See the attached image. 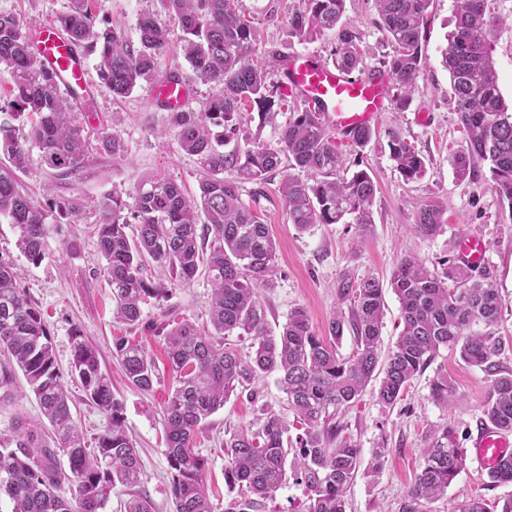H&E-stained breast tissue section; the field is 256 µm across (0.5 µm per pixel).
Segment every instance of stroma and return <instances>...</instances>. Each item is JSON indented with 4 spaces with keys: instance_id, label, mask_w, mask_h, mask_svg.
<instances>
[{
    "instance_id": "35a3bbf8",
    "label": "stroma",
    "mask_w": 512,
    "mask_h": 512,
    "mask_svg": "<svg viewBox=\"0 0 512 512\" xmlns=\"http://www.w3.org/2000/svg\"><path fill=\"white\" fill-rule=\"evenodd\" d=\"M110 26L127 40L137 41V22L142 13L166 19L162 0H97ZM240 10L254 22L258 32V54L268 81L284 85L286 78L279 56L298 50L330 59L336 35L329 32L305 43L289 41L288 16L302 8L303 0H238ZM70 0H0V12L20 14L27 28L42 21H54L66 12ZM492 7L503 22L490 35L498 86L505 102H512V0H494ZM454 0H432L429 23L422 38L426 66L406 106L391 104L375 122L371 141L362 147L343 136L335 142L347 169L366 170L377 184L374 222L367 235L353 224H316L299 230L289 224L279 194V175L264 183L246 182L240 194L256 206L277 244L278 274L274 287L260 291L272 333H279L291 310L304 308L314 331L323 334L336 309L339 288L374 277L384 283L385 317L381 351L389 353L396 342L400 307L387 283L397 262L412 255L428 268L442 270L457 260V242L466 234L479 235L487 247V264L502 299V316L494 333L503 346L496 357L500 366L512 370V209L491 189L492 175L486 163H477L470 177L461 179L450 158L464 143L462 127L450 96V76L441 60L452 30ZM343 23L358 37L365 70L379 68L391 47L381 28L374 0H346ZM182 32L171 26L172 48L159 54L157 75L178 74L190 89V109H200L211 95L210 85L196 78L182 54L175 51ZM143 81L130 95L113 98L98 79L88 90L92 111L78 113L84 128L87 150L82 169L64 175L48 168L42 151L28 143L26 167L16 177L25 192L38 201L63 198L78 206L81 220L59 222L48 239L49 256L41 264L30 263L23 255L19 235L7 221H0V260L13 268L16 280L41 312L51 335L57 365L68 376L72 362L73 329L98 351L100 367L112 381V392L122 404L124 424L135 442L142 461L140 493L151 500L153 512H173L171 475L165 455L162 424L163 405L176 382L164 354L162 328L182 318L197 325L207 324L211 285L198 276L187 287L169 283L168 271L148 262L144 274L153 283H162L166 292L148 299L142 307L139 325L114 321L112 295L96 248L95 226L98 202L112 194L128 197L143 178H168L187 195L198 193L200 171L193 157L184 154L174 135L168 134V113L149 93ZM115 134L122 151L114 155L101 147L103 133ZM412 144L424 158L426 172L421 179L404 180L389 157L392 137ZM438 199L445 203L440 233L417 235L412 225L415 207ZM145 345L156 366L157 380L152 391L131 386L120 362L113 355L116 339ZM447 378L454 389L455 402L444 407L431 397L436 378ZM491 385L481 369L465 364L458 349L441 348L439 354L409 384L395 406L379 402L374 389H366L360 400L340 417L346 432L362 450L363 462H370L377 450H384L378 475L359 471L347 493V512H399L416 471L420 450L427 435L440 426L452 427L459 447L470 448L484 419L483 404ZM75 421L86 442L102 431L105 418L89 401L80 384H67ZM12 399L0 404V432L11 429L15 416L36 420L40 407L24 376H17L10 389ZM286 396L275 376L256 383L254 392H237L197 430L194 448L206 461V481L214 512H226L236 493L224 483L225 436L253 423L263 411L281 410ZM471 495L483 496L489 505L502 504L512 497V484L490 485L486 469L473 459L465 464L439 500L428 504V512H447L449 503Z\"/></svg>"
}]
</instances>
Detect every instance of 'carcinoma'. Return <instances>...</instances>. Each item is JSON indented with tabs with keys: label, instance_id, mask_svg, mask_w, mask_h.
<instances>
[{
	"label": "carcinoma",
	"instance_id": "cac0c4a2",
	"mask_svg": "<svg viewBox=\"0 0 512 512\" xmlns=\"http://www.w3.org/2000/svg\"><path fill=\"white\" fill-rule=\"evenodd\" d=\"M89 2L70 0L58 23L73 45L95 54L100 83L113 96L123 97L154 76L158 54L169 48L167 26L153 14H142L139 41L133 44L115 29L97 25ZM345 2L305 0V9L288 20V39L304 43L336 29ZM431 2L375 0L391 46L384 66L399 90L400 106L409 102L425 66L421 39ZM489 2L455 0L442 65L450 76L464 144L450 162L461 178L474 172L476 162L488 163L491 189L512 212V106L506 105L498 86L489 36L502 19ZM164 5L183 32L177 49L196 77L213 88L200 111L179 110L169 117L180 148L199 164V199L186 197L165 178L139 182L129 203L117 193L108 196L98 204L96 246L104 260L113 316L127 325L139 324L141 305L164 293L143 276L146 261L167 265L171 279L183 286L192 283L202 266L210 278L211 329L183 320L165 335L177 383L163 408L175 512H214L204 479L206 461L193 448L196 430L238 388L271 374L278 375L303 433L290 438L288 416L269 411L258 428L245 426L224 439V483L237 490L231 512H260L289 477L305 488V512H346L345 494L359 471L361 449L342 435L339 415L359 401L377 375V398L388 406L396 404L442 347L458 348L467 364L492 377L485 421L512 432V372L493 361L501 340L490 332L501 318L502 304L486 272L450 265L438 273L413 257L401 259L390 285L400 304L402 330L382 365L385 303L382 285L374 278L339 289L336 313L327 326L330 339L316 334L302 308L288 314L279 334L270 333L258 289L273 287L277 278L276 242L257 210L242 201L239 183L264 181L280 169L286 155L288 169L308 175L305 180L289 172L282 175L288 222L302 230L349 222L363 233L373 224L377 184L364 170L341 172L343 158L336 143L318 113L308 107L289 112L279 126L278 146L256 142L242 154L221 151L224 141L241 131L243 105L257 106L263 122L272 123L282 113L286 95L267 83L262 64L255 60L256 29L238 0H164ZM332 63L352 72L363 69L354 34L339 31ZM0 68L12 78L0 112L38 116L29 139L40 147L49 168L64 174L82 168L83 127L73 118L72 102L57 93L37 61L24 21L15 14L0 13ZM389 152L405 179L425 174L424 160L411 144L394 139ZM0 154L10 161L0 168V218L17 228L25 257L38 265L48 256L47 239L57 218H76L80 209L64 200L42 204L21 190L15 171L24 167L26 147L2 125ZM228 168L236 172L235 178H224ZM444 214L439 201L418 205L414 232L435 235ZM131 219L138 224L133 238L126 233ZM450 281L455 287H448ZM347 327L357 350L344 359L335 341ZM227 336L249 338V354L224 343ZM71 340L70 375L106 418L93 448L73 420L71 399L41 314L17 286L12 267L0 261V353L7 356V364L0 366V390H5L0 404L11 398L7 389L18 369L49 424L48 431L40 432L19 416L9 433H0V496L12 501V512H102L113 491L131 489L141 481L139 452L125 429L112 383L101 371L98 352L78 329ZM114 353L128 382L151 391L155 373L145 346L120 338ZM431 396L442 405L453 402L448 378L433 382ZM464 457L451 428L433 431L421 449L420 470L400 512H426L424 504L445 494ZM489 479L493 484L512 483V457L502 459ZM64 481L73 486L71 498L59 493ZM448 512L489 509L481 496L472 495L452 502Z\"/></svg>",
	"mask_w": 512,
	"mask_h": 512
}]
</instances>
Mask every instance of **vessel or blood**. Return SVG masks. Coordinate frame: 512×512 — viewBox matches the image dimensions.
<instances>
[{
	"instance_id": "obj_1",
	"label": "vessel or blood",
	"mask_w": 512,
	"mask_h": 512,
	"mask_svg": "<svg viewBox=\"0 0 512 512\" xmlns=\"http://www.w3.org/2000/svg\"><path fill=\"white\" fill-rule=\"evenodd\" d=\"M34 52L44 68L57 72L60 91L70 94L88 86L87 58L57 24L45 22L36 27ZM283 71L287 92L299 95L345 137L374 124L391 102L390 78L383 72L355 75L304 52L290 53ZM151 93L169 109L182 108L189 96L185 82L175 75L157 79ZM485 253L482 238L463 236L459 259L464 265L481 268ZM472 455L481 467H494L502 457L512 455V435L489 426L482 428L472 441Z\"/></svg>"
}]
</instances>
